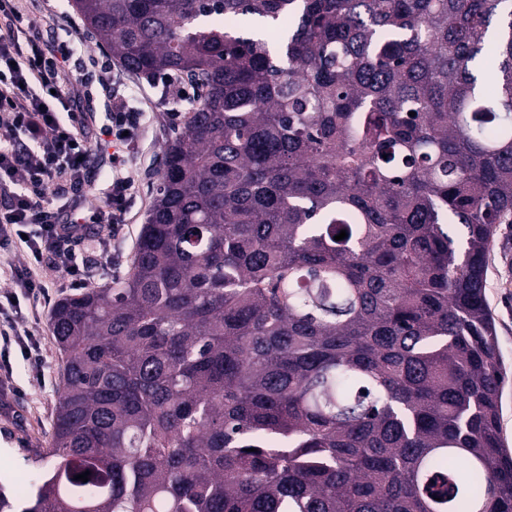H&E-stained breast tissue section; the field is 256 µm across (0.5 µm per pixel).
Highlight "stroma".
Wrapping results in <instances>:
<instances>
[{"mask_svg":"<svg viewBox=\"0 0 512 512\" xmlns=\"http://www.w3.org/2000/svg\"><path fill=\"white\" fill-rule=\"evenodd\" d=\"M21 2L45 43L76 39L83 56L108 62L105 70L86 66L84 82L75 88L80 108L91 115L93 127L105 123L112 102L120 99L145 115L138 145L123 163L114 164L105 151L93 153L88 162L87 205H97L105 197L113 176L128 177L133 184L123 230L110 239L92 237L86 244L87 254L94 260V282L103 285L128 270L160 179L162 152L176 122L159 89H146L145 77L127 73L108 50L99 47L68 0ZM486 265V301L509 376L502 396L501 428L507 447L512 449V224L498 225ZM40 276L46 290L37 300H21L19 319L41 360L40 369L29 367L18 345L0 348V489L14 499L32 494L47 471L43 454L49 446L61 364L50 316L60 299L77 291L55 272L44 269Z\"/></svg>","mask_w":512,"mask_h":512,"instance_id":"stroma-1","label":"stroma"}]
</instances>
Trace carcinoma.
I'll return each mask as SVG.
<instances>
[{
	"label": "carcinoma",
	"instance_id": "obj_1",
	"mask_svg": "<svg viewBox=\"0 0 512 512\" xmlns=\"http://www.w3.org/2000/svg\"><path fill=\"white\" fill-rule=\"evenodd\" d=\"M70 7L198 101L126 275L52 310V468L0 512H512V0ZM486 265V301L495 320L500 354L510 378L503 390L501 428L512 452V224L497 225Z\"/></svg>",
	"mask_w": 512,
	"mask_h": 512
}]
</instances>
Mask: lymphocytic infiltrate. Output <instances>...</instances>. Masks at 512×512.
Listing matches in <instances>:
<instances>
[{
	"mask_svg": "<svg viewBox=\"0 0 512 512\" xmlns=\"http://www.w3.org/2000/svg\"><path fill=\"white\" fill-rule=\"evenodd\" d=\"M73 49L62 43L41 46L29 17L13 0H0V184L11 185L0 204V249L25 245L28 260L10 265L11 289L0 307V341L24 344L15 317L17 295L39 298L45 284L36 271L49 268L80 287H88L91 268L77 247L93 231L123 228L131 183L113 179L103 205L83 201L85 159L93 149L112 143L129 148L140 115L116 103L97 138L82 128L74 97L62 83Z\"/></svg>",
	"mask_w": 512,
	"mask_h": 512,
	"instance_id": "f902f5d3",
	"label": "lymphocytic infiltrate"
}]
</instances>
